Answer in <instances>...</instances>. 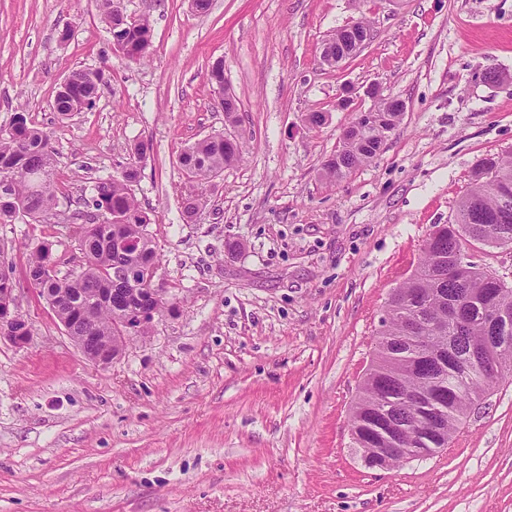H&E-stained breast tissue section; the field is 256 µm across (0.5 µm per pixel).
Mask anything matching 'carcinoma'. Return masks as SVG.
<instances>
[{
    "instance_id": "obj_1",
    "label": "carcinoma",
    "mask_w": 512,
    "mask_h": 512,
    "mask_svg": "<svg viewBox=\"0 0 512 512\" xmlns=\"http://www.w3.org/2000/svg\"><path fill=\"white\" fill-rule=\"evenodd\" d=\"M99 10L112 40L120 44L123 56L133 61L146 59L152 41L149 18L144 16L133 22L120 18L117 0H100ZM333 37L331 49L341 52L352 45L357 33L345 25ZM66 81L70 97L55 105L60 115H65L74 99H85L88 108L94 107L103 82L102 71H75ZM396 104L391 98L379 101L380 121L376 123L355 119L342 136L341 148L322 164L326 180H341L377 155L387 134L401 120L402 112ZM220 106L224 120L237 124L238 99L223 97ZM148 150V144L136 143L133 161L122 174L97 181L90 198L84 201L79 216L83 223L92 225V229L78 237V250L85 258L84 271L77 276L70 272L60 275L53 265V248L49 243H42L27 254L26 282L92 308L89 335L93 336L95 348L112 343L115 321L128 313L152 306L161 312L166 309L164 298L154 299L149 293L153 284L146 280L145 269L158 268L159 258L147 230L149 217L131 189L139 176V163ZM241 154L239 140H226L224 134L216 133L187 147L179 163L188 178L205 187L221 177L224 168L239 162ZM56 164V154L49 146L47 135L28 122L25 115H17L9 127L0 128V224L10 223L20 215L42 222L55 215ZM30 173L43 175L42 189L30 188L27 180ZM451 225V230L446 224L434 226L414 271L391 296L403 307L406 317L428 327L438 326L436 335L442 337L449 353L422 356L403 339L405 328L399 319L387 316L382 320L379 335L388 343L387 354L381 371L368 378L358 411L352 417L359 448L385 447L373 431L384 417L398 429L396 447H417L415 432L423 409L407 403L380 413L373 407L372 399L386 395L399 401L407 392H432L444 364L468 363L475 342L485 336L501 335L504 322L497 321L486 307L473 301L489 270L473 262L468 269L451 271L448 260L458 252L468 253L482 247L512 250L511 156L485 157L475 164L470 189L459 200ZM502 379V375H474L469 386L451 404L445 405L448 417L438 423L433 447H448L445 436L466 416L472 396Z\"/></svg>"
}]
</instances>
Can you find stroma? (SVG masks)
Here are the masks:
<instances>
[{
  "mask_svg": "<svg viewBox=\"0 0 512 512\" xmlns=\"http://www.w3.org/2000/svg\"><path fill=\"white\" fill-rule=\"evenodd\" d=\"M121 7L149 15L148 61L114 50L98 0H0V126L22 112L49 136L58 203L50 222L0 224L33 331L27 346L0 342V512H512V379L447 449L390 471L363 464L351 431L391 293L453 218L474 164L512 155V0ZM363 14L372 42L321 65L323 41ZM101 67L95 106L60 118L59 82ZM372 83L405 102L402 120L376 158L327 184L322 162L374 105L337 108L340 89ZM225 89L244 158L189 219L196 186L178 157L223 131ZM312 111L327 123L310 128ZM139 141L150 150L132 189L179 307L103 367L23 269L43 241L77 256L79 200Z\"/></svg>",
  "mask_w": 512,
  "mask_h": 512,
  "instance_id": "35a3bbf8",
  "label": "stroma"
}]
</instances>
